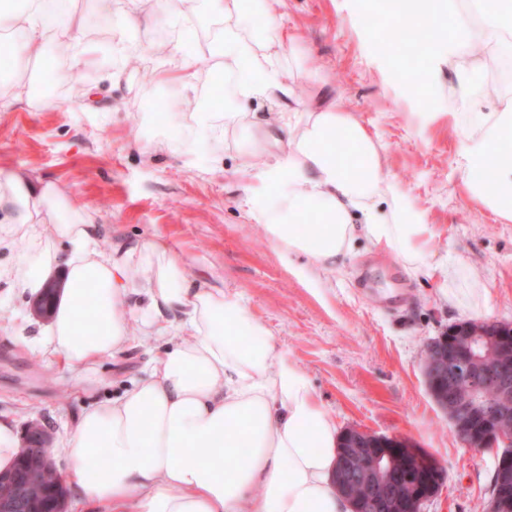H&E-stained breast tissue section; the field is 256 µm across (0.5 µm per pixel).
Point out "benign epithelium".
Masks as SVG:
<instances>
[{
	"label": "benign epithelium",
	"mask_w": 512,
	"mask_h": 512,
	"mask_svg": "<svg viewBox=\"0 0 512 512\" xmlns=\"http://www.w3.org/2000/svg\"><path fill=\"white\" fill-rule=\"evenodd\" d=\"M423 374L430 396L466 447L477 452L501 449L488 512H505V505L512 504V429L503 425L512 409V324L452 326L428 343ZM461 377L469 382L473 396L458 394ZM489 389L498 392V400L482 398ZM49 442L44 425H27L24 467L0 473V486L8 488L0 494V512H28V476L56 469L52 457L43 452ZM364 458L371 459L372 466H362ZM443 477L435 460L396 438L349 430L338 454L336 484L352 502V512H421Z\"/></svg>",
	"instance_id": "obj_1"
}]
</instances>
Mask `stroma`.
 I'll return each mask as SVG.
<instances>
[{"label": "stroma", "mask_w": 512, "mask_h": 512, "mask_svg": "<svg viewBox=\"0 0 512 512\" xmlns=\"http://www.w3.org/2000/svg\"><path fill=\"white\" fill-rule=\"evenodd\" d=\"M75 7L87 37L103 48L100 64L74 79L68 59L49 50L45 75L55 95L0 111V169L57 183L90 204L109 230L102 259H110L116 245L164 239L199 283L246 303L277 348L309 376L339 431L407 439L444 468L445 481L422 512H485L496 454L465 447L423 376L426 344L449 327L512 323V223L464 190L456 134L446 117L451 73H444L432 102L409 96L402 72L419 62L406 43L394 42L384 11L370 10L377 28L372 38L350 0H286L288 25L314 72L292 78L295 102L336 98L379 136L386 172L435 229L434 262H465L456 303L441 298L437 281L409 275L393 254L363 240L336 269L281 250L247 211L249 182L237 170L231 144L219 140L187 158L154 151L140 130L141 113L167 95L154 82L170 66L164 43L178 34L165 16L136 32L133 67L126 55L108 51L117 22L101 0H77ZM115 70L122 77L113 82L108 75ZM432 112L437 121H429ZM24 247L21 240L0 247V414L12 416L21 431L33 421L46 426L63 472L67 462L58 449L78 415L146 376L157 345L141 338L133 321L135 341L127 349L85 371L66 366L47 351L46 321L33 314L31 296L7 274ZM398 293L406 303L386 310Z\"/></svg>", "instance_id": "35a3bbf8"}]
</instances>
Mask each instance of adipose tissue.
Here are the masks:
<instances>
[{"instance_id":"ef3b65f1","label":"adipose tissue","mask_w":512,"mask_h":512,"mask_svg":"<svg viewBox=\"0 0 512 512\" xmlns=\"http://www.w3.org/2000/svg\"><path fill=\"white\" fill-rule=\"evenodd\" d=\"M62 0H0V40L14 52L0 65V108L30 102L23 74L37 70L49 44L64 45L71 77L96 67L99 49L83 39L77 11ZM171 22L184 29L220 26L197 45L174 40V63L159 75L189 110L181 137H153L156 150L191 157L218 136L233 134L239 169L253 175L245 203L286 253L315 266H339L358 240L386 247L407 271L441 278L455 296L463 264L433 263L432 225L384 169L379 140L336 101L292 106L285 57L297 42L284 25L283 0H166ZM403 14L446 19L450 33L431 42L422 70L405 72L409 92L433 97L444 66L454 67L449 113L467 193L512 222V97L482 111L486 65L478 46L512 52V0H482L478 18L453 0H398ZM271 35L257 34L252 15ZM236 77V98L281 105L266 117L218 110L197 95L198 63ZM283 151L260 165L258 153ZM309 217L298 229L299 216ZM105 230L92 208L53 183L0 170V237L22 239L9 274L16 288L40 293L53 272L65 285L46 344L70 368L83 369L131 345L129 316L144 335L169 340L145 378L111 401L84 410L62 441L67 482L96 512H351L334 471L340 438L335 418L317 400L306 372L277 349L241 298L205 288L183 258L152 237L101 260ZM106 461H99V449ZM102 475L89 480L91 466Z\"/></svg>"}]
</instances>
